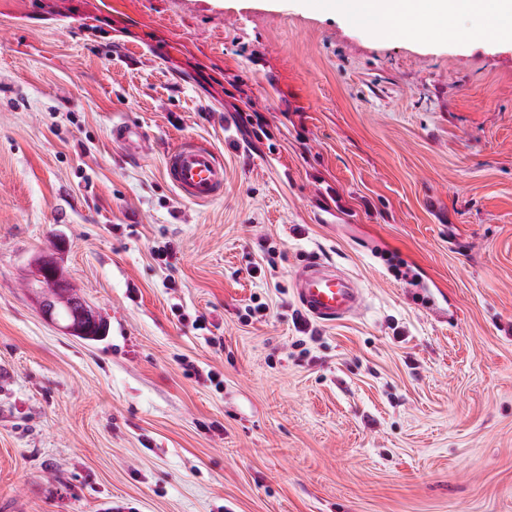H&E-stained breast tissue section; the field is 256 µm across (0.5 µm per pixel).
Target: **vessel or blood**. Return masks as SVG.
<instances>
[{"label":"vessel or blood","mask_w":512,"mask_h":512,"mask_svg":"<svg viewBox=\"0 0 512 512\" xmlns=\"http://www.w3.org/2000/svg\"><path fill=\"white\" fill-rule=\"evenodd\" d=\"M165 174L184 200L208 203L224 194V161L212 147L197 140H184L168 152ZM293 286L301 310L319 322L346 319L362 303L356 281L318 259L299 268Z\"/></svg>","instance_id":"obj_1"}]
</instances>
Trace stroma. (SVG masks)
I'll return each mask as SVG.
<instances>
[{
	"instance_id": "35a3bbf8",
	"label": "stroma",
	"mask_w": 512,
	"mask_h": 512,
	"mask_svg": "<svg viewBox=\"0 0 512 512\" xmlns=\"http://www.w3.org/2000/svg\"><path fill=\"white\" fill-rule=\"evenodd\" d=\"M477 23L0 0V505L512 512V36ZM188 138L222 198L166 181ZM48 251L100 340L28 294ZM311 258L358 312L304 316ZM165 174L184 200L208 203L224 194V161L197 140L186 139L167 153ZM41 287H31L30 290L35 294L39 310L43 317L54 324L59 325L68 335L76 336L81 339H95L102 337L106 333V325L95 309L82 297L74 299L72 307L78 306L77 318L74 322L61 324L54 321L55 302L61 297L66 298L67 294L57 290L56 295L42 293ZM94 335L95 338H91ZM89 339V340H90Z\"/></svg>"
}]
</instances>
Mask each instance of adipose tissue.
Wrapping results in <instances>:
<instances>
[{"instance_id":"adipose-tissue-1","label":"adipose tissue","mask_w":512,"mask_h":512,"mask_svg":"<svg viewBox=\"0 0 512 512\" xmlns=\"http://www.w3.org/2000/svg\"><path fill=\"white\" fill-rule=\"evenodd\" d=\"M327 6L361 16L379 29L401 20L402 30L408 34L427 21L436 36L444 37L454 19L473 14L484 16L487 33L512 35V0H328Z\"/></svg>"}]
</instances>
